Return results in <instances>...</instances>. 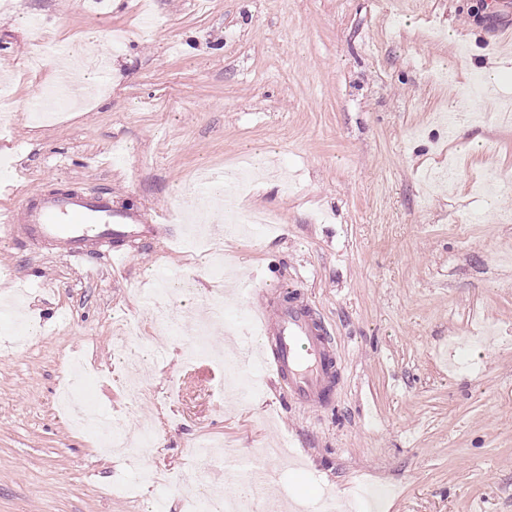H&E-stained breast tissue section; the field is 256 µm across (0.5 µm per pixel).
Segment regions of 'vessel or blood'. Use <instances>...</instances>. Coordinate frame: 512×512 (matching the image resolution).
I'll return each mask as SVG.
<instances>
[{
    "instance_id": "obj_1",
    "label": "vessel or blood",
    "mask_w": 512,
    "mask_h": 512,
    "mask_svg": "<svg viewBox=\"0 0 512 512\" xmlns=\"http://www.w3.org/2000/svg\"><path fill=\"white\" fill-rule=\"evenodd\" d=\"M164 231V225L143 214L113 211L107 192L87 196L54 191L0 210L1 237L39 241L78 266L86 265L95 253L115 262H131L129 243ZM250 319L259 327L257 343L239 347L240 370L247 375L258 370L268 373L282 395L301 406L328 404L339 383L341 362L314 310L292 297L277 311H251Z\"/></svg>"
}]
</instances>
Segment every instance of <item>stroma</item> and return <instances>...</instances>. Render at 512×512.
Wrapping results in <instances>:
<instances>
[{"instance_id": "1", "label": "stroma", "mask_w": 512, "mask_h": 512, "mask_svg": "<svg viewBox=\"0 0 512 512\" xmlns=\"http://www.w3.org/2000/svg\"><path fill=\"white\" fill-rule=\"evenodd\" d=\"M509 27L512 0H112L102 15L79 0H11L0 72L19 119L0 130V207L108 189L113 208L162 219L168 235L138 242L131 263L97 255L85 269L0 238V295L22 290L41 329L24 345L0 318V512H147L162 490L182 512L173 485L116 493L141 467L250 481V469L194 460L201 437L276 469L261 512L294 499L349 512L357 486L375 512H512V125L498 118L512 71L496 103L482 96ZM78 43L107 61V105L26 121L35 93L66 83ZM439 112L462 119L450 130ZM259 153L275 188L240 207L279 224L184 247L201 174ZM213 254L250 289L219 321L204 306L226 289ZM171 270L194 288L160 312ZM291 290L335 340L331 403L295 405L266 375L249 397H221L223 366L187 361L186 341L203 320L217 349L225 328L250 337L248 308ZM73 350L96 376V410L152 426L136 462L59 413Z\"/></svg>"}]
</instances>
